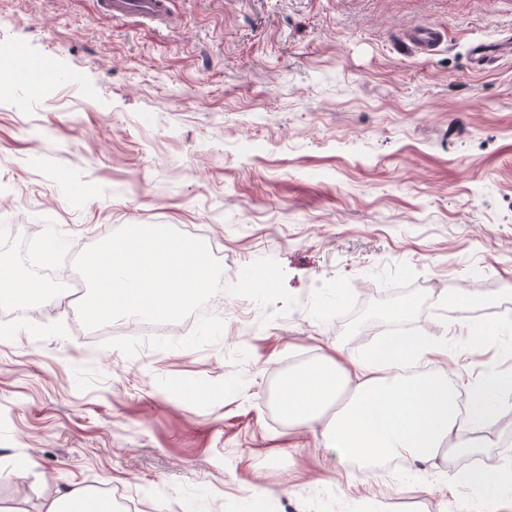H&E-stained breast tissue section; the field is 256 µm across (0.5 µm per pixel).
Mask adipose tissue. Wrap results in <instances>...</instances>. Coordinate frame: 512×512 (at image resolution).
<instances>
[{"instance_id": "1", "label": "adipose tissue", "mask_w": 512, "mask_h": 512, "mask_svg": "<svg viewBox=\"0 0 512 512\" xmlns=\"http://www.w3.org/2000/svg\"><path fill=\"white\" fill-rule=\"evenodd\" d=\"M52 299L47 289L25 287L16 266H0V305ZM447 351V339L396 333L384 338L375 356L344 362L327 355L290 371L277 391L275 404L288 424L321 425L342 466L385 458L428 462L437 457L445 442L465 446V433L503 406L493 381L474 395L471 413L463 416L456 407V384L446 374L406 377L385 373L389 364ZM337 401L341 409L328 414V407ZM508 474H512V459L502 472L471 473V480L482 488L481 512H512V499L505 498L502 489Z\"/></svg>"}]
</instances>
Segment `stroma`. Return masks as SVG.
<instances>
[{"instance_id":"obj_1","label":"stroma","mask_w":512,"mask_h":512,"mask_svg":"<svg viewBox=\"0 0 512 512\" xmlns=\"http://www.w3.org/2000/svg\"><path fill=\"white\" fill-rule=\"evenodd\" d=\"M172 25L96 0H0V57L51 61L79 85L0 96V261L38 256L50 291L90 245L130 224L206 242L226 283L275 258L299 300L227 296L200 350L111 345L76 310L21 306L0 330V501L39 512L56 486L123 491L134 512H471L476 470L512 456V411L420 468L342 467L320 434L275 425L267 396L300 356L357 357L398 312L447 336L433 364L462 403L488 379L512 404V0H172ZM429 55L393 45L413 26ZM28 468L26 478L18 471ZM454 487H446V479ZM443 32L435 26L411 27L399 40L398 53L431 54L443 42ZM512 53V43L503 41L494 47L487 43H478L471 48V60L475 66H483L493 58H498L504 54Z\"/></svg>"}]
</instances>
